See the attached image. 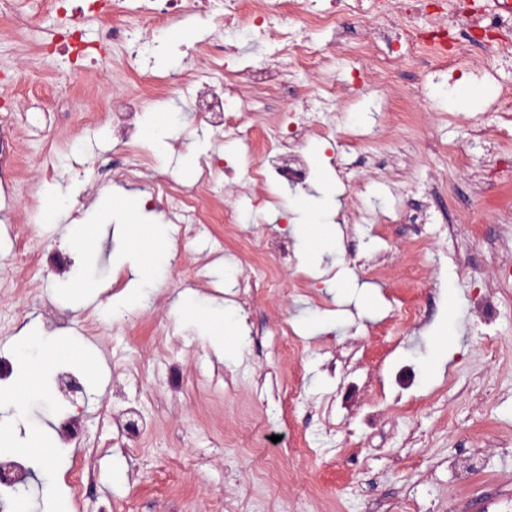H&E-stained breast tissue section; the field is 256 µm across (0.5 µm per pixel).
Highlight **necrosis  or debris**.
Returning a JSON list of instances; mask_svg holds the SVG:
<instances>
[{"instance_id": "necrosis-or-debris-1", "label": "necrosis or debris", "mask_w": 512, "mask_h": 512, "mask_svg": "<svg viewBox=\"0 0 512 512\" xmlns=\"http://www.w3.org/2000/svg\"><path fill=\"white\" fill-rule=\"evenodd\" d=\"M71 2L44 0L45 9L63 20L44 48L47 54L66 56L79 66L91 56L105 55L111 45L142 41L144 32H157L196 10L210 14L213 24L211 36L200 46L199 60L220 72L225 58L237 51L235 45L226 42V34L243 32L260 37L268 23L279 20V65H248L232 74L233 80L244 81L253 94L272 97L284 90L289 93L282 120L264 126L259 133L262 159L248 163L244 176L248 183L304 182L309 170L301 151L303 142L312 136L328 137L333 130L330 118L336 104L334 57L315 47L309 31L328 29L343 33L351 29L353 21L373 17L376 24L369 29V40L402 46L401 51L384 59L382 74L390 84L397 82L400 68L407 62L423 72L459 66L461 58L448 42L452 36L466 38L487 56L512 60V0H498L492 8L479 0H288L284 6L278 0H149L140 8L141 23L137 26L120 20L123 0H86L88 7L84 10L73 8ZM90 11L104 18L93 45L83 40L80 30ZM418 18L426 19V26H415ZM369 40L350 43V51L365 53ZM121 68L138 73L142 92L117 94L95 107L75 100V107L82 110L88 123L110 124L113 134L122 141H133L137 116L146 105L189 88L193 91L195 112L202 121L216 132L250 139L252 130L246 125L250 96L240 97L235 104L228 102L223 82L200 80L194 68L173 71L160 82L153 76L139 74L133 60L123 61ZM307 70L315 71V82L298 80V73ZM202 169V176L188 189L160 174L150 183L152 195L166 201L168 216L178 225V240L183 244L195 237L198 224L204 221L201 201L210 191L217 166L206 160ZM286 254V239L267 241L261 262L248 279L239 282V289L253 296L276 286Z\"/></svg>"}]
</instances>
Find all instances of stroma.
Wrapping results in <instances>:
<instances>
[{
    "label": "stroma",
    "mask_w": 512,
    "mask_h": 512,
    "mask_svg": "<svg viewBox=\"0 0 512 512\" xmlns=\"http://www.w3.org/2000/svg\"><path fill=\"white\" fill-rule=\"evenodd\" d=\"M23 3L34 19L29 41L0 34V72L14 77L0 96L17 106L0 112V129L21 136L13 186L0 192V353L16 358L34 321L59 337L53 370L80 377L86 394L75 407L85 432L80 443L59 447L60 393L48 380L30 417L46 438L55 479L47 484L32 472L0 512L20 505L45 512L53 498L69 512H512V278L502 279L499 268L512 261V181L486 186L499 166L495 91L512 86V66L479 58L464 82L478 96L475 111L452 103L430 111L423 104L435 92V74L410 69L384 87L376 59L334 51L333 33L314 32L317 47L336 54V128L361 139L351 147L312 137L302 147L313 177L327 172L336 184L341 245L317 261L289 235L282 288L246 310L236 285L252 256L241 252V240L257 246L296 223L311 185L240 193L248 145L198 122L183 96L149 105L131 147L116 141L110 125L55 111V96L80 97L86 76L65 56L35 51L57 21L40 0ZM162 113L181 120L155 140L145 123ZM213 154L234 173L214 176L203 207L214 215L236 208L238 224L230 233L204 225L182 249L169 240L168 261L141 304L124 307L130 275L112 264L126 249L121 230L101 217L90 267L66 227L112 190L143 200L147 183L119 175L126 156H146L152 171L189 185L196 177L186 171L187 156ZM59 188L65 198L57 204ZM31 197L38 213L57 211L56 223L21 229ZM416 203L430 208L432 222H406ZM22 232L45 251L66 253L69 269H16ZM448 277L452 305L443 291ZM81 278L104 290L79 307L72 290ZM491 286L498 312L488 326L477 310ZM187 289L197 310L175 312ZM405 301L418 307L417 323L395 315ZM217 307L241 323L221 353L204 317ZM51 309L59 324L47 323ZM284 326L300 349L282 345ZM442 341L445 371L427 380V357ZM109 407L135 410L143 422L139 447H119ZM257 437L287 476V493L256 477L249 445ZM470 455L474 467L460 476L454 463Z\"/></svg>",
    "instance_id": "obj_1"
}]
</instances>
